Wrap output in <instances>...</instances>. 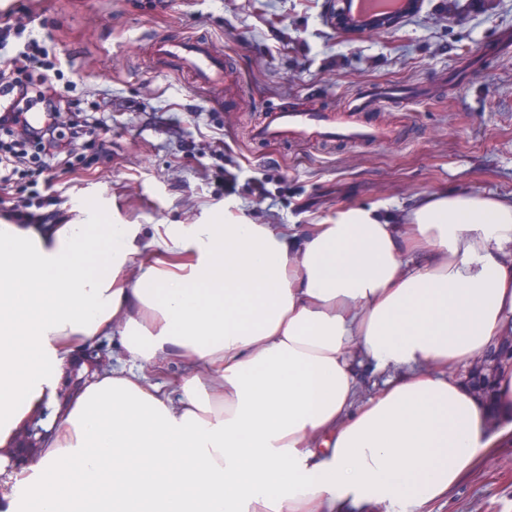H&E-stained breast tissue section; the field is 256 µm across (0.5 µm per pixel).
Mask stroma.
Listing matches in <instances>:
<instances>
[{
  "instance_id": "stroma-1",
  "label": "stroma",
  "mask_w": 512,
  "mask_h": 512,
  "mask_svg": "<svg viewBox=\"0 0 512 512\" xmlns=\"http://www.w3.org/2000/svg\"><path fill=\"white\" fill-rule=\"evenodd\" d=\"M424 0L389 28L336 29L328 0H17L73 58L80 102L108 106L112 161L85 151L77 172L46 193L65 220L98 212L114 224H193L226 201L255 224H317L349 204L401 212L426 193L512 199V0L461 8ZM208 37L233 62L223 94L157 68V35ZM407 84L412 100L360 113L400 130L377 144L276 143L249 136L266 110L343 119L354 97ZM222 156H215V148ZM496 444L424 512H512V435L499 413Z\"/></svg>"
}]
</instances>
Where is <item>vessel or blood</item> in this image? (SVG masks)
<instances>
[{"instance_id":"obj_1","label":"vessel or blood","mask_w":512,"mask_h":512,"mask_svg":"<svg viewBox=\"0 0 512 512\" xmlns=\"http://www.w3.org/2000/svg\"><path fill=\"white\" fill-rule=\"evenodd\" d=\"M159 59L177 61L181 71L193 74L209 86L224 85V59L214 53L209 42L193 37L159 38L154 43ZM412 91L406 86L381 88L375 95L357 98L354 111L367 112L378 105L407 99ZM259 140L296 138L305 141L350 140L383 142L393 138V131L368 124L339 123L320 112L299 109H271L265 121L253 133Z\"/></svg>"}]
</instances>
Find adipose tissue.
I'll use <instances>...</instances> for the list:
<instances>
[{
    "mask_svg": "<svg viewBox=\"0 0 512 512\" xmlns=\"http://www.w3.org/2000/svg\"><path fill=\"white\" fill-rule=\"evenodd\" d=\"M151 246L153 261L141 260ZM512 324V201L423 195L396 221L0 224V512H402L496 441L449 379ZM129 367L66 388L85 346ZM184 365L176 392L141 367ZM398 370L362 396L361 359ZM35 461L16 443L44 407ZM106 340L107 353L104 344L90 345L85 348L84 356L91 371L103 369L107 365L106 355L110 359L111 366L118 365L124 361L122 348L118 336L103 338Z\"/></svg>",
    "mask_w": 512,
    "mask_h": 512,
    "instance_id": "adipose-tissue-1",
    "label": "adipose tissue"
}]
</instances>
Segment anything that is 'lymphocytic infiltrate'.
<instances>
[{"label":"lymphocytic infiltrate","instance_id":"lymphocytic-infiltrate-1","mask_svg":"<svg viewBox=\"0 0 512 512\" xmlns=\"http://www.w3.org/2000/svg\"><path fill=\"white\" fill-rule=\"evenodd\" d=\"M37 19L28 11L0 20V214L18 224L60 221L59 212L45 211L36 187L41 176L77 170L80 140L89 139L99 158L112 156L102 120L73 97L60 51L32 37ZM35 110L47 113L44 125L29 124L27 116ZM22 181L32 189L25 198L14 194Z\"/></svg>","mask_w":512,"mask_h":512}]
</instances>
